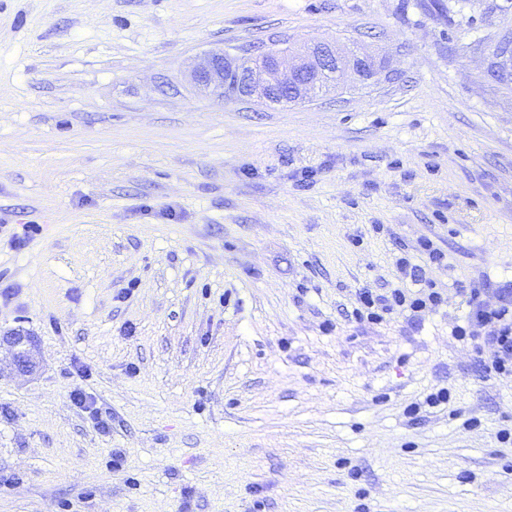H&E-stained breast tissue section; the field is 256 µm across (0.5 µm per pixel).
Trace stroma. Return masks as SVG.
<instances>
[{"instance_id":"stroma-1","label":"stroma","mask_w":512,"mask_h":512,"mask_svg":"<svg viewBox=\"0 0 512 512\" xmlns=\"http://www.w3.org/2000/svg\"><path fill=\"white\" fill-rule=\"evenodd\" d=\"M512 0H0V512H512ZM314 40L392 79L219 99L203 53ZM441 253L430 261L423 244ZM443 302L356 320L360 289ZM92 397L101 424L72 398ZM487 51L486 73L491 80L512 74V30L500 34ZM468 290V305L471 310L463 325L457 324L453 327L452 335L460 340H465L467 337L475 340L479 338V335L474 334L472 326L482 327L484 344L495 348L491 358L481 361L485 378L512 375V289L504 290L501 305L493 309L484 307L480 303L481 288H469ZM29 337L20 333L0 336V351L6 349L12 357V364L22 372H31L35 367Z\"/></svg>"}]
</instances>
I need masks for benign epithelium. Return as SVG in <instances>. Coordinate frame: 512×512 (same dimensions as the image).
Here are the masks:
<instances>
[{
  "label": "benign epithelium",
  "instance_id": "1",
  "mask_svg": "<svg viewBox=\"0 0 512 512\" xmlns=\"http://www.w3.org/2000/svg\"><path fill=\"white\" fill-rule=\"evenodd\" d=\"M486 73L495 81L512 74V30H506L488 47ZM235 76L238 97L279 104L291 97L301 101L313 94L326 80L338 75L353 83L368 82L378 74L374 59L360 52L346 56L330 41H314L304 50L293 52L273 50L264 62L227 54L224 49H212L194 62L191 79L199 87L212 91L224 85L227 75ZM6 348L12 364L22 372L35 367L29 337L20 333L0 336V349Z\"/></svg>",
  "mask_w": 512,
  "mask_h": 512
}]
</instances>
